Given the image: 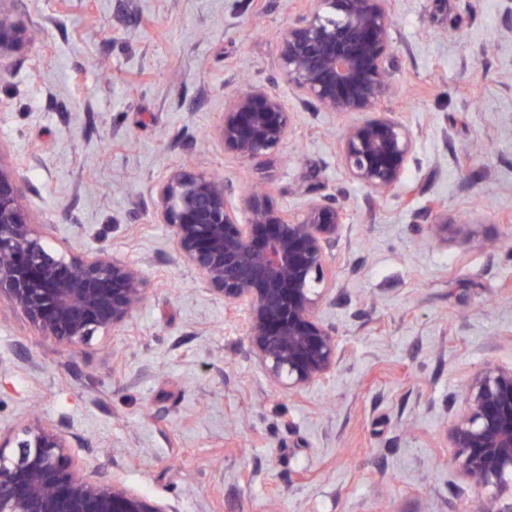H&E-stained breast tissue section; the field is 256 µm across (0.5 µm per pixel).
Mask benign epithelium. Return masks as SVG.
<instances>
[{
    "instance_id": "benign-epithelium-1",
    "label": "benign epithelium",
    "mask_w": 512,
    "mask_h": 512,
    "mask_svg": "<svg viewBox=\"0 0 512 512\" xmlns=\"http://www.w3.org/2000/svg\"><path fill=\"white\" fill-rule=\"evenodd\" d=\"M389 0H316L283 32L279 69L303 101L328 112H365L337 142L346 177L376 194L402 181L414 154L409 128L376 108L394 64ZM33 33L0 8V58ZM224 147L253 161L288 142L292 113L252 86L228 97L218 129ZM158 217L178 254L213 293L247 313L246 336L269 380L292 395L336 367V330L317 315L332 299V250L346 212L314 198L290 215L267 192L233 202L211 174L171 170L157 188ZM247 215L239 221V212ZM45 336L77 346L121 326L146 297L133 263L106 251L54 253L29 218L14 172L0 163V294ZM462 474L484 493L482 512H512V367L487 366L465 385L448 428ZM0 512H166L111 474L81 473L66 435L35 418L0 439Z\"/></svg>"
}]
</instances>
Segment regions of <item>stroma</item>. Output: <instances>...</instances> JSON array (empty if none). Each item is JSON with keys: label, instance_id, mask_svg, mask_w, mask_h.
Segmentation results:
<instances>
[{"label": "stroma", "instance_id": "35a3bbf8", "mask_svg": "<svg viewBox=\"0 0 512 512\" xmlns=\"http://www.w3.org/2000/svg\"><path fill=\"white\" fill-rule=\"evenodd\" d=\"M313 0H6L41 32L0 58V162L59 253L141 267L142 307L66 347L0 296V433L39 417L169 512H477L448 446L464 383L512 367V0H390L392 86L378 105L416 149L380 197L337 139L362 114L305 103L280 37ZM260 85L294 114L259 162L225 149L227 96ZM188 166L235 195L267 184L299 214H348L332 257L335 370L293 397L232 311L180 260L157 186ZM448 215L447 238L436 213Z\"/></svg>", "mask_w": 512, "mask_h": 512}]
</instances>
